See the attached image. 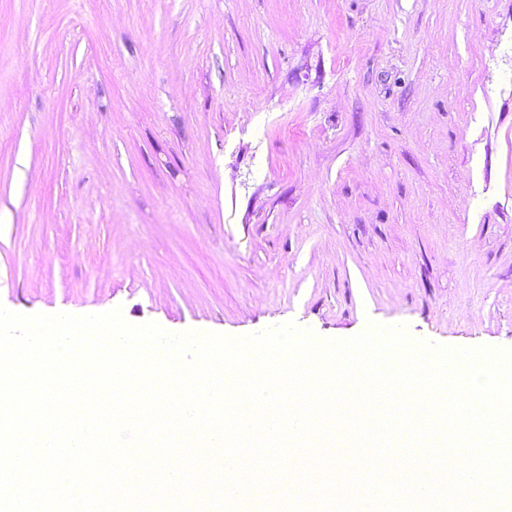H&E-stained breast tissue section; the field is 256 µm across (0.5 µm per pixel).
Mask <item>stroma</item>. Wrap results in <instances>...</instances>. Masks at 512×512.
Segmentation results:
<instances>
[{"instance_id":"1","label":"stroma","mask_w":512,"mask_h":512,"mask_svg":"<svg viewBox=\"0 0 512 512\" xmlns=\"http://www.w3.org/2000/svg\"><path fill=\"white\" fill-rule=\"evenodd\" d=\"M0 305L512 349V0H0Z\"/></svg>"}]
</instances>
